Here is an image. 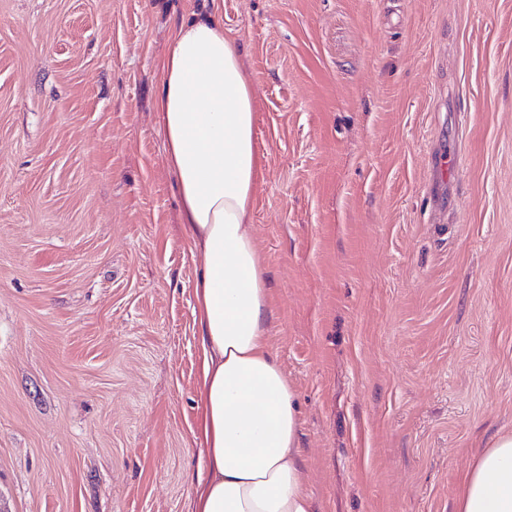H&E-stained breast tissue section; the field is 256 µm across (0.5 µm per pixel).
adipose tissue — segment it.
Segmentation results:
<instances>
[{"label":"adipose tissue","instance_id":"ef3b65f1","mask_svg":"<svg viewBox=\"0 0 512 512\" xmlns=\"http://www.w3.org/2000/svg\"><path fill=\"white\" fill-rule=\"evenodd\" d=\"M155 102L182 223L202 258L195 285L203 353L198 433L207 477L193 512H313L300 468L295 394L271 353L267 269L251 231L262 173L255 103L224 22H181ZM457 512H512V434L481 449Z\"/></svg>","mask_w":512,"mask_h":512}]
</instances>
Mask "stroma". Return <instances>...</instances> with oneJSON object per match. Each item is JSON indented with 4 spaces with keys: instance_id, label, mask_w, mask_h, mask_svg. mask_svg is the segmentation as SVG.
<instances>
[{
    "instance_id": "35a3bbf8",
    "label": "stroma",
    "mask_w": 512,
    "mask_h": 512,
    "mask_svg": "<svg viewBox=\"0 0 512 512\" xmlns=\"http://www.w3.org/2000/svg\"><path fill=\"white\" fill-rule=\"evenodd\" d=\"M214 11L313 512H456L512 432V0H0V512H189L199 265L153 102Z\"/></svg>"
}]
</instances>
